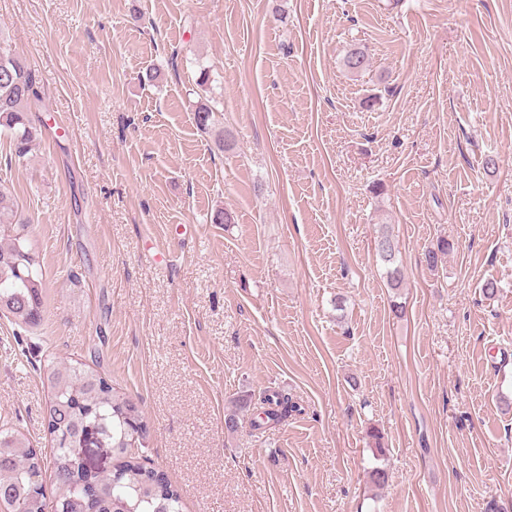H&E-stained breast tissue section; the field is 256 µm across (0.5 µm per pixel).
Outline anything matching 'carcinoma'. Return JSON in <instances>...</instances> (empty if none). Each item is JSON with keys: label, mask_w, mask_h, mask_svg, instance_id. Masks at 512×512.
Returning <instances> with one entry per match:
<instances>
[{"label": "carcinoma", "mask_w": 512, "mask_h": 512, "mask_svg": "<svg viewBox=\"0 0 512 512\" xmlns=\"http://www.w3.org/2000/svg\"><path fill=\"white\" fill-rule=\"evenodd\" d=\"M368 57L355 48L344 66L351 72L366 68ZM38 102L36 80L23 59L0 46V131L10 137L15 154L23 158L38 137L29 117ZM197 128L208 133L215 125L213 107L203 101L195 108ZM0 188V313L22 328L42 320L45 288L43 272L32 241L31 225L4 204ZM384 264L388 288L393 292L391 312L405 314L398 301L404 269L391 231L382 229L376 241ZM450 251L448 240H437L425 253L428 267L435 268ZM49 388L46 413L53 448L50 455L31 446L15 432H0V512H183L181 494L165 472L148 464L140 449L150 435L149 422L139 401L113 386L90 367L69 360L50 362L46 373ZM252 425L276 426L301 412L299 404L282 391H266L259 398ZM248 400L236 403L224 419L227 431L239 427ZM90 427L100 430L112 449V470L92 473L67 453L61 439L72 441ZM51 471L55 485L46 497L43 475Z\"/></svg>", "instance_id": "cac0c4a2"}]
</instances>
